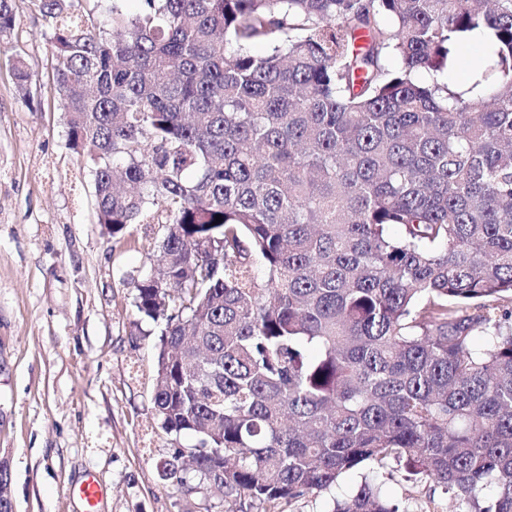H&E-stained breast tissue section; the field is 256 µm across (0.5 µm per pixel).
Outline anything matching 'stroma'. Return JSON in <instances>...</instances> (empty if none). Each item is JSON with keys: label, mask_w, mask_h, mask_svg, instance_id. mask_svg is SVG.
Listing matches in <instances>:
<instances>
[{"label": "stroma", "mask_w": 512, "mask_h": 512, "mask_svg": "<svg viewBox=\"0 0 512 512\" xmlns=\"http://www.w3.org/2000/svg\"><path fill=\"white\" fill-rule=\"evenodd\" d=\"M16 29L0 38V459L15 512H83L69 490L94 472L100 512H273L217 492L196 472L182 485L160 464L195 439L162 429L153 408L159 336L134 306V284L158 266V224L112 236L97 222L89 165L68 145L46 27L14 0ZM38 77L32 100L12 70ZM336 485L280 512H333L360 483ZM402 512H450L440 487L379 475ZM14 76L19 94L24 99H30L32 85L37 83V76L29 70L22 58L14 62Z\"/></svg>", "instance_id": "1"}]
</instances>
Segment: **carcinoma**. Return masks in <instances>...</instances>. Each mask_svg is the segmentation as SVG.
Masks as SVG:
<instances>
[{
    "label": "carcinoma",
    "mask_w": 512,
    "mask_h": 512,
    "mask_svg": "<svg viewBox=\"0 0 512 512\" xmlns=\"http://www.w3.org/2000/svg\"><path fill=\"white\" fill-rule=\"evenodd\" d=\"M31 2L98 223L164 225L134 304L194 471L278 505L398 466L512 512V0ZM482 28L468 87L418 80Z\"/></svg>",
    "instance_id": "1"
}]
</instances>
